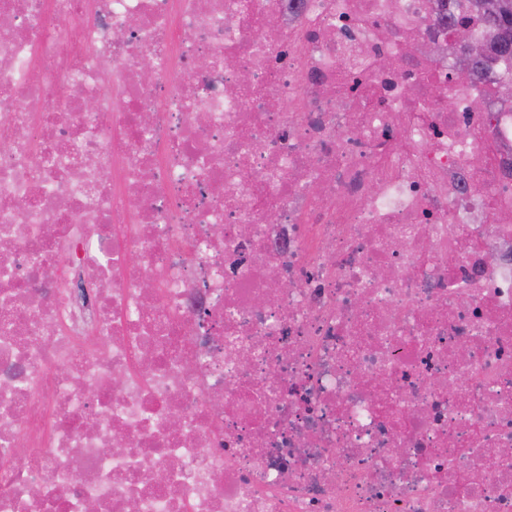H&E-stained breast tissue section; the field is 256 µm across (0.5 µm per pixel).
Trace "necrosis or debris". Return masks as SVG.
Returning <instances> with one entry per match:
<instances>
[{
  "label": "necrosis or debris",
  "instance_id": "1",
  "mask_svg": "<svg viewBox=\"0 0 512 512\" xmlns=\"http://www.w3.org/2000/svg\"><path fill=\"white\" fill-rule=\"evenodd\" d=\"M447 14L0 0V512H512V64ZM477 3H479L480 8L475 3V7L480 12L481 16V22L483 26L491 33V31L495 34L493 36L492 34V40L490 44H485L484 48V55L482 45L480 43H477L473 41L470 37V34L468 31L464 28H458V27H466L468 29V25L464 22H459L457 19V16L454 14L453 10H448V25H452L456 29L454 35L457 43L464 46L467 54L471 57H480L482 58L473 60L469 59L466 56L467 61V72H475V73H483L484 71H487L491 69L492 65L497 62L498 60H512V42L511 45L506 43L501 35L502 31H508L512 34V0L511 1V8L503 13H501L495 22L491 23V21L486 16V12L484 10V3L486 1L491 0H475ZM474 1V2H475ZM484 46V45H483ZM485 56V58H484ZM484 59V60H483Z\"/></svg>",
  "mask_w": 512,
  "mask_h": 512
}]
</instances>
